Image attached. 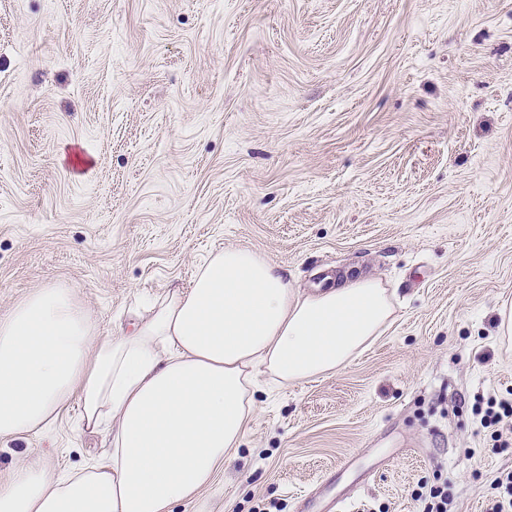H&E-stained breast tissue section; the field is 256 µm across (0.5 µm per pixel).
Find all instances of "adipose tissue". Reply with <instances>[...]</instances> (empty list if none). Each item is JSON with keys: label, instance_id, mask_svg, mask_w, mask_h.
<instances>
[{"label": "adipose tissue", "instance_id": "obj_1", "mask_svg": "<svg viewBox=\"0 0 512 512\" xmlns=\"http://www.w3.org/2000/svg\"><path fill=\"white\" fill-rule=\"evenodd\" d=\"M393 295L344 270L305 294L248 247L216 249L187 289L130 331L99 334L71 289L33 291L0 317V438L35 434L78 402L106 448L58 473L36 451L0 479V512H172L210 488L269 389L326 377L383 336Z\"/></svg>", "mask_w": 512, "mask_h": 512}]
</instances>
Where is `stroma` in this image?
<instances>
[{
	"label": "stroma",
	"mask_w": 512,
	"mask_h": 512,
	"mask_svg": "<svg viewBox=\"0 0 512 512\" xmlns=\"http://www.w3.org/2000/svg\"><path fill=\"white\" fill-rule=\"evenodd\" d=\"M237 246L304 290L379 278L395 319L257 393L216 489L175 512H421L442 483L487 512L512 471L472 411L512 391V0H0V316L58 285L117 335ZM103 441L69 405L0 439V479Z\"/></svg>",
	"instance_id": "obj_1"
}]
</instances>
